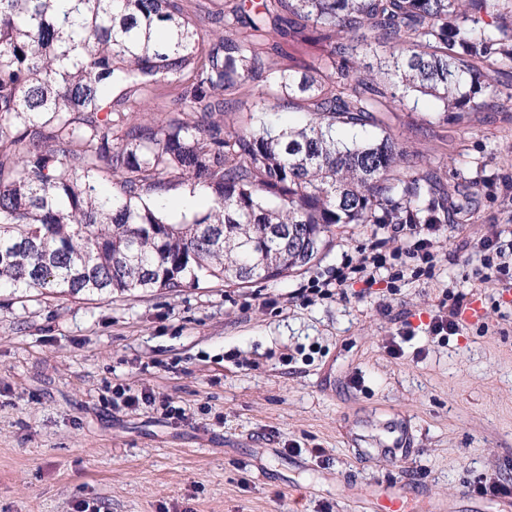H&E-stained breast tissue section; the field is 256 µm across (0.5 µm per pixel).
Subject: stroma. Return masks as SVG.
<instances>
[{"label":"stroma","mask_w":512,"mask_h":512,"mask_svg":"<svg viewBox=\"0 0 512 512\" xmlns=\"http://www.w3.org/2000/svg\"><path fill=\"white\" fill-rule=\"evenodd\" d=\"M385 122L470 201L432 277L311 295L373 240V225L341 224L320 259L274 282L0 290V512H377L391 483L408 512H512V495L479 492L512 481V300L475 276L480 239L512 241V112L459 126L422 100ZM459 294L483 318L429 336ZM118 385L185 416L115 405ZM397 439L402 461L382 452Z\"/></svg>","instance_id":"obj_1"}]
</instances>
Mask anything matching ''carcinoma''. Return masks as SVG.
<instances>
[{"mask_svg": "<svg viewBox=\"0 0 512 512\" xmlns=\"http://www.w3.org/2000/svg\"><path fill=\"white\" fill-rule=\"evenodd\" d=\"M112 2L0 0V287L276 281L338 224L467 216L396 138L336 129H380L420 95L458 124L512 110V0ZM283 42L319 54L283 64ZM247 104L308 120L240 123ZM181 187L205 209L172 223Z\"/></svg>", "mask_w": 512, "mask_h": 512, "instance_id": "cac0c4a2", "label": "carcinoma"}]
</instances>
